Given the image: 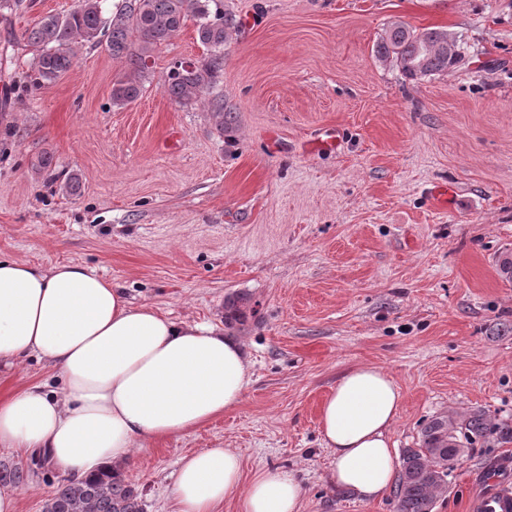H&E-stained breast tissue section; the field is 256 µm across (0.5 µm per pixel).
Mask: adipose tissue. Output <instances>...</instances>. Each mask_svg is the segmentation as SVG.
I'll return each instance as SVG.
<instances>
[{"label":"adipose tissue","mask_w":512,"mask_h":512,"mask_svg":"<svg viewBox=\"0 0 512 512\" xmlns=\"http://www.w3.org/2000/svg\"><path fill=\"white\" fill-rule=\"evenodd\" d=\"M44 359L60 383L27 386L0 401V448L39 453L66 477L121 473L134 450L188 433L242 399L250 361L242 343L212 328L133 306L121 288L76 264L0 257V362ZM403 395L385 369H345L320 409L332 454L329 482L361 501L383 496L396 474L390 433ZM177 512H302L293 473L258 468L244 478L231 448L178 461Z\"/></svg>","instance_id":"adipose-tissue-1"}]
</instances>
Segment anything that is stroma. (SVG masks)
<instances>
[{
  "mask_svg": "<svg viewBox=\"0 0 512 512\" xmlns=\"http://www.w3.org/2000/svg\"><path fill=\"white\" fill-rule=\"evenodd\" d=\"M77 4L0 12V256L81 264L134 305L223 329L251 364L230 411L135 450L123 475L146 512H175L178 459L208 447L236 449L248 474L293 472L304 512H397L394 492L363 502L327 480L320 408L354 365L399 384L397 451L440 415L512 425V283L498 273L512 255V0H224L226 134L208 99L164 92L172 62L207 55L190 21L132 103L113 104L127 64L101 45L36 87L20 36ZM395 22L463 35L470 54L409 80L374 52ZM328 128L332 149L317 139ZM51 376L36 357L0 367V399ZM5 463L23 471L20 512H44L63 474ZM493 475L512 483V442L471 448L434 512H472Z\"/></svg>",
  "mask_w": 512,
  "mask_h": 512,
  "instance_id": "35a3bbf8",
  "label": "stroma"
}]
</instances>
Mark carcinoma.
I'll return each mask as SVG.
<instances>
[{
    "label": "carcinoma",
    "mask_w": 512,
    "mask_h": 512,
    "mask_svg": "<svg viewBox=\"0 0 512 512\" xmlns=\"http://www.w3.org/2000/svg\"><path fill=\"white\" fill-rule=\"evenodd\" d=\"M103 0H79L71 11L47 14L22 34L32 49L35 81L52 84L75 64V46L105 45L114 57H123L128 72L113 83L112 101L127 104L140 97L143 79L155 49L166 44L186 21L194 22L199 42L208 52L194 63L179 61L170 68L164 92L179 104H188L204 94L220 118L219 127H232L234 117L224 112L223 96L213 94L224 70V0H123L116 12L104 16ZM448 31H417L404 23L385 30L375 45L376 55L390 60L411 79L442 75L468 57L463 36L453 35L455 56L443 47ZM509 443L512 426L495 423L481 411L460 416H437L421 430L416 448L405 450L395 490L397 512H433L439 489L448 484L454 462L477 442ZM446 449L448 466L437 479L425 480L418 473L429 468L437 450ZM45 512H144L138 492L106 471L84 480L59 483L46 504Z\"/></svg>",
    "instance_id": "obj_1"
}]
</instances>
